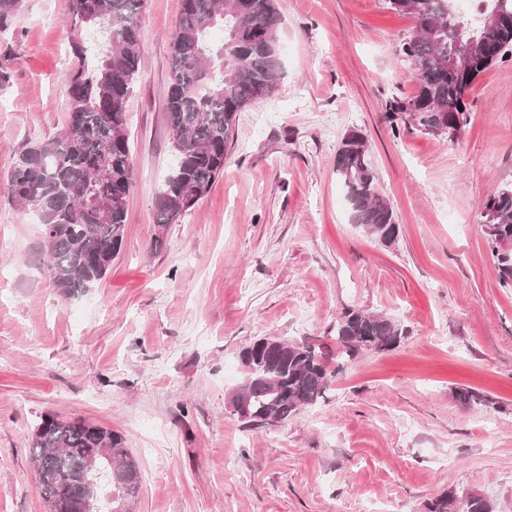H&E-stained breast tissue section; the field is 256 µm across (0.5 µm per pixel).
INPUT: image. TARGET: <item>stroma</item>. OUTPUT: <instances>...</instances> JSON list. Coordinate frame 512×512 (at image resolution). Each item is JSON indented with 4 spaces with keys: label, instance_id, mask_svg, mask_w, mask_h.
Returning <instances> with one entry per match:
<instances>
[{
    "label": "stroma",
    "instance_id": "1",
    "mask_svg": "<svg viewBox=\"0 0 512 512\" xmlns=\"http://www.w3.org/2000/svg\"><path fill=\"white\" fill-rule=\"evenodd\" d=\"M179 5L147 0L126 238L76 299L50 284L42 226L8 190L23 145L65 125L70 0H25L0 32V512H48L31 439L49 414L124 436L136 512H425L451 485L512 512V288L479 208L512 183V60L476 79L455 141L396 134L386 104L415 90L400 52L415 21L387 0H278L272 91L238 112L223 177L161 227ZM351 129L401 226L395 247L349 221L334 158ZM349 308L406 334L340 364ZM263 336L306 341L337 375L315 407L254 429L226 398L240 350ZM458 386L498 409L460 407Z\"/></svg>",
    "mask_w": 512,
    "mask_h": 512
}]
</instances>
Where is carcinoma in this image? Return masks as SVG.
Instances as JSON below:
<instances>
[{
    "label": "carcinoma",
    "instance_id": "cac0c4a2",
    "mask_svg": "<svg viewBox=\"0 0 512 512\" xmlns=\"http://www.w3.org/2000/svg\"><path fill=\"white\" fill-rule=\"evenodd\" d=\"M23 0H0V31L22 9ZM417 26L401 44L416 73V89L386 105L391 128L404 126L454 140L469 123L467 97L475 80L512 57V0H482L478 18L458 15L455 0H387ZM146 0H71L74 63L66 76L67 123L54 138L27 144L10 175L12 197L34 212L49 255L47 276L65 298L101 281L124 243L127 203L115 197L133 186L126 109L139 75L138 47ZM281 17L276 0H181L170 41L164 118L176 161L156 197L154 223L163 227L202 199L224 175L227 146L238 112L268 94L281 70ZM224 38L210 39L215 28ZM458 66H448L449 58ZM370 143L350 130L336 149L335 168L345 190L350 223L384 247L400 238L393 207L378 190L369 159ZM492 256L512 246V183L481 206ZM404 330L393 319L351 308L336 325L339 357L388 351ZM241 387L230 393L231 413L248 427L286 422L317 405L337 371L328 369L305 341L262 337L239 354ZM465 407L496 402L469 387L452 390ZM32 462L44 482L51 512H79L69 493L97 448L112 449V490L138 495L141 473L124 436L81 419L46 415L32 435ZM427 512H492L488 500L450 488L426 505Z\"/></svg>",
    "mask_w": 512,
    "mask_h": 512
}]
</instances>
